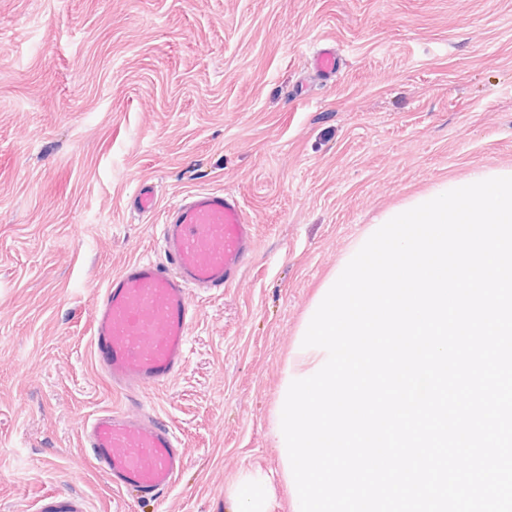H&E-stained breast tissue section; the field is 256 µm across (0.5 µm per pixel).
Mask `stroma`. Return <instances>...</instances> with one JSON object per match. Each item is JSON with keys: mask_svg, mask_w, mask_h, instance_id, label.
I'll return each mask as SVG.
<instances>
[{"mask_svg": "<svg viewBox=\"0 0 512 512\" xmlns=\"http://www.w3.org/2000/svg\"><path fill=\"white\" fill-rule=\"evenodd\" d=\"M325 42L344 63L321 80ZM485 167H512V0H0V512L51 491L230 512L252 469L292 512L275 411L319 288L383 212ZM202 189L240 199L255 244L228 288L194 293L185 368L138 395L186 454L148 499L79 447L125 402L90 314L128 262L166 264L164 214Z\"/></svg>", "mask_w": 512, "mask_h": 512, "instance_id": "stroma-1", "label": "stroma"}]
</instances>
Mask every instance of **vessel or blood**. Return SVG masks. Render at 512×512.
<instances>
[{"label":"vessel or blood","mask_w":512,"mask_h":512,"mask_svg":"<svg viewBox=\"0 0 512 512\" xmlns=\"http://www.w3.org/2000/svg\"><path fill=\"white\" fill-rule=\"evenodd\" d=\"M309 65L330 77L340 58L335 48L319 47ZM161 241L167 265L145 258L128 262L97 295L92 315V363L130 400L183 370L196 318L191 295L232 284L253 247V226L233 195L204 189L169 208ZM79 443L113 488L143 497L172 488L186 464L174 430L153 412L99 410L83 425ZM37 512L91 508L79 494L49 492L40 497Z\"/></svg>","instance_id":"1"}]
</instances>
